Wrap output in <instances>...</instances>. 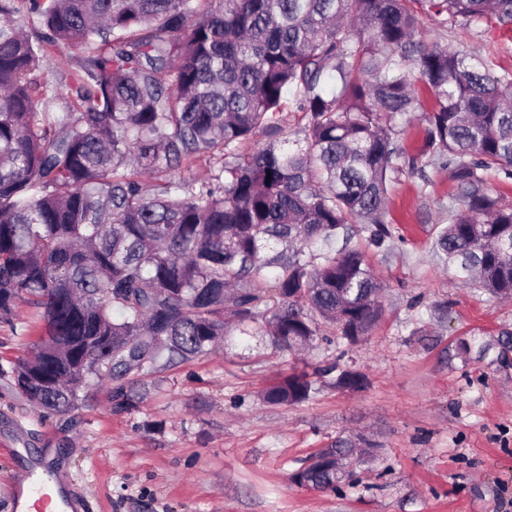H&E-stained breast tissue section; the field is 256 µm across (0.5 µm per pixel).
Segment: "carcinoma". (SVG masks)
I'll return each instance as SVG.
<instances>
[{
  "instance_id": "obj_1",
  "label": "carcinoma",
  "mask_w": 512,
  "mask_h": 512,
  "mask_svg": "<svg viewBox=\"0 0 512 512\" xmlns=\"http://www.w3.org/2000/svg\"><path fill=\"white\" fill-rule=\"evenodd\" d=\"M423 14L512 32V0H0V321L24 298L45 326L11 371L27 400L69 413L93 376H147L236 332L284 355L323 323L359 342L380 284L360 249L316 246L353 224L392 237L386 195L417 164L400 129L414 112L419 171H448L463 203L436 253L512 295V207L485 188L489 171L512 179V73L416 40ZM46 43L84 52L64 98L38 78ZM201 157L207 176L175 177ZM332 372L364 384L337 363L297 367L261 398L307 401ZM110 394L133 405L123 384ZM309 472L325 489L357 480ZM409 156L416 155L424 142V126L414 117L401 135Z\"/></svg>"
}]
</instances>
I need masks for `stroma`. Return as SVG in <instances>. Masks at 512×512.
<instances>
[{
    "mask_svg": "<svg viewBox=\"0 0 512 512\" xmlns=\"http://www.w3.org/2000/svg\"><path fill=\"white\" fill-rule=\"evenodd\" d=\"M422 39L512 70V37L487 22L424 21ZM447 172L404 171L390 184L394 248L355 229L383 285V316L349 345L321 327L309 367L340 362L362 389L329 384L308 401L269 405L260 394L295 361L261 334L236 336L191 362L159 366L116 410L110 382L89 378L78 410L43 414L0 377V512H17L27 473L50 475L76 512H512V299L464 284L433 246L460 207ZM42 323L18 301L0 322V368L31 349ZM423 337H415V330ZM489 344L458 356L457 344ZM367 432L380 447L355 484L314 491L292 474L336 437Z\"/></svg>",
    "mask_w": 512,
    "mask_h": 512,
    "instance_id": "stroma-1",
    "label": "stroma"
}]
</instances>
